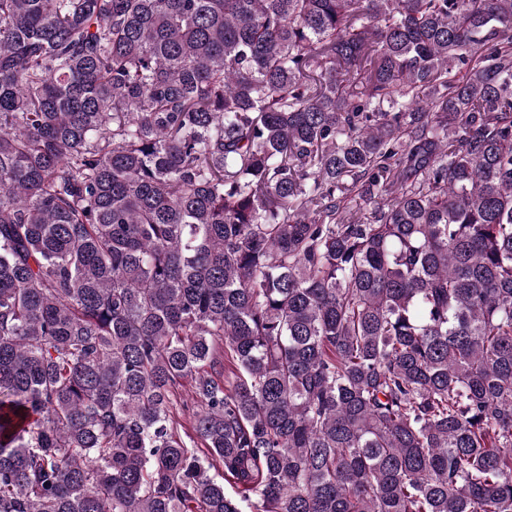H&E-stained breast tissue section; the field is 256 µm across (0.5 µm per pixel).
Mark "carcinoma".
Wrapping results in <instances>:
<instances>
[{
    "label": "carcinoma",
    "instance_id": "obj_1",
    "mask_svg": "<svg viewBox=\"0 0 512 512\" xmlns=\"http://www.w3.org/2000/svg\"><path fill=\"white\" fill-rule=\"evenodd\" d=\"M0 512H512V0H0Z\"/></svg>",
    "mask_w": 512,
    "mask_h": 512
}]
</instances>
